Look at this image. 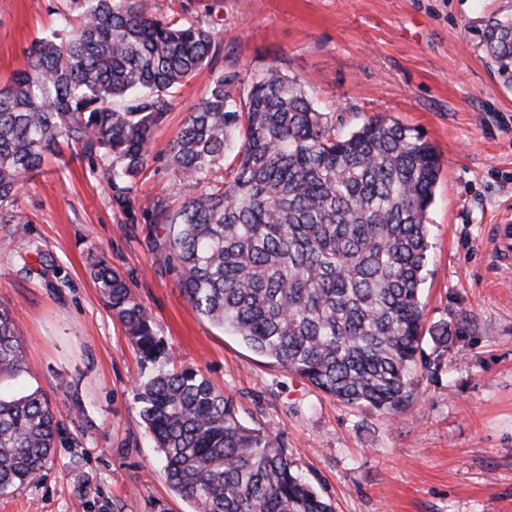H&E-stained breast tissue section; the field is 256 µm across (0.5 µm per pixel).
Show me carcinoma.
Instances as JSON below:
<instances>
[{
  "label": "carcinoma",
  "instance_id": "obj_1",
  "mask_svg": "<svg viewBox=\"0 0 512 512\" xmlns=\"http://www.w3.org/2000/svg\"><path fill=\"white\" fill-rule=\"evenodd\" d=\"M83 2L77 28L66 19L36 39L29 67L0 89V208L63 143L96 159L115 203L129 206L153 129L211 54L209 29L158 18L148 0ZM478 30L512 88V14L493 13ZM170 162L185 199L159 209L154 230L192 308L343 403L404 411L428 372L418 359L425 336L446 347L453 335L446 322L425 326L419 300L435 148L382 114L338 133L298 80L270 69L246 85L217 75ZM91 276L137 350L139 417L193 512H333L200 370L168 368L151 316L105 257ZM26 372L15 319L0 308V382ZM58 434L40 390H0L1 495L40 476Z\"/></svg>",
  "mask_w": 512,
  "mask_h": 512
}]
</instances>
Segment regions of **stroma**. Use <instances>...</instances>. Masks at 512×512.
<instances>
[{"instance_id":"35a3bbf8","label":"stroma","mask_w":512,"mask_h":512,"mask_svg":"<svg viewBox=\"0 0 512 512\" xmlns=\"http://www.w3.org/2000/svg\"><path fill=\"white\" fill-rule=\"evenodd\" d=\"M162 18L214 38L155 128L129 208L81 154L48 157L0 209V305L14 314L61 440L38 480L0 495V512H191L139 415V356L89 273L104 255L151 314L175 366H193L240 422L271 434L336 512H512V271L492 245L512 210V89L477 48L475 25L512 0H150ZM72 0H0V87ZM296 77L348 132L382 113L421 133L442 169L429 211L420 299L429 372L402 414L348 405L197 315L152 230L184 190L169 147L220 73Z\"/></svg>"}]
</instances>
